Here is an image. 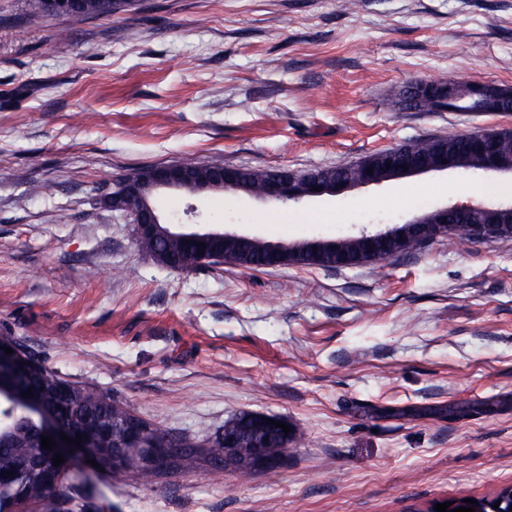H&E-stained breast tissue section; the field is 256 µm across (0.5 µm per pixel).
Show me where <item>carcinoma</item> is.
<instances>
[{
    "instance_id": "obj_1",
    "label": "carcinoma",
    "mask_w": 512,
    "mask_h": 512,
    "mask_svg": "<svg viewBox=\"0 0 512 512\" xmlns=\"http://www.w3.org/2000/svg\"><path fill=\"white\" fill-rule=\"evenodd\" d=\"M135 5L136 0H76L73 10L62 14L51 11L46 0H26L25 11L16 20V25L24 27L62 15L74 19L103 18ZM414 109L420 112L470 111L464 102L453 103L441 97L426 98ZM322 173L328 180L347 182H355L361 175L355 163L324 168ZM135 241L138 250L166 267L182 271L202 267L197 254L190 251L166 224L159 225L154 238L137 237ZM266 249V242L256 240L249 255L242 257L238 254L236 240L229 239L223 253L230 263L257 269L261 267ZM18 348L16 360L0 362V473L8 474V481L0 484V512H23L29 503L37 504L39 512H84L83 498L75 494L76 485L61 483L54 487L51 466L31 465L43 455L41 432L38 418L24 414V411H32L36 406L47 409L60 406L64 409V420L69 424L97 428L98 433L90 442L88 452L98 456L108 467L111 466L108 448L112 447L113 440L122 437L126 423L135 413L128 404L112 396V392L74 384L34 358L23 344H18ZM28 390L31 395H24ZM224 426L237 429L246 443L257 436V432L250 429L245 413L228 420ZM185 442L186 447L174 465L177 472L193 471L202 461L198 451L202 441L187 437ZM295 443L297 438L293 432L285 441L270 436L266 441V452L277 457ZM143 452L144 449L135 443L126 444L130 475L147 488L153 484L155 474L142 467Z\"/></svg>"
}]
</instances>
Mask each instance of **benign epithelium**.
<instances>
[{
  "label": "benign epithelium",
  "instance_id": "1",
  "mask_svg": "<svg viewBox=\"0 0 512 512\" xmlns=\"http://www.w3.org/2000/svg\"><path fill=\"white\" fill-rule=\"evenodd\" d=\"M441 93L448 95V99L459 97H472L485 101L488 96L486 88L464 87L456 82H447L442 85ZM505 135L500 130L481 131L476 134H464L436 140L433 152L441 157V161L435 162L430 157L415 154L407 146H398L381 152L382 164L390 165V168L403 173L408 177H421L430 174L457 172V166L452 158L457 143L463 141L468 144L472 154L481 159L482 169L480 174L488 176H506L512 178V164L498 159L485 158L486 143L497 137ZM244 172L242 168L224 167L222 165L202 163L195 170L188 172L179 164L156 165L150 168V176L146 181L138 178L126 180L112 188V193L106 199L112 206V210L121 211L135 226L136 235L140 237L150 236L154 229L161 223L148 201V197L159 190L176 189L184 181H192L196 184L194 192H208L215 183L233 182ZM303 180L308 188V198H319L326 194H342L351 190L347 184L338 181L336 186L329 188L323 182L322 176L315 170H311L299 177L296 173L285 169L275 171L268 177L262 188L250 193V196L263 201L286 202L290 199L288 188L297 180ZM488 211L485 206H461L446 205L435 208L433 212L435 228L428 230L419 225V217L413 216L404 221L402 233L413 232L415 237L424 242L454 235L460 240L488 239L496 236L505 228L503 224H496L481 218V214ZM187 238L195 249L202 250L200 256L210 259L215 257L211 244L217 240L216 231H188ZM401 244V236L386 232L363 233L356 237L355 248L358 254L351 257L339 251L311 252L303 256L297 264L333 267H352L363 263L391 258L396 255ZM41 420L42 436L54 439L57 446L47 451L51 457L62 453L65 457L64 464L60 465L52 475L54 482H59L66 477L77 460H85L82 448L69 445L59 437L63 433L71 439H76L77 430L67 426L55 409L43 410L39 413ZM184 441L176 434L163 439V447L155 448L146 457L147 464L152 471L159 473L169 467L172 449L183 447ZM237 447L236 439L231 434H224V465H229L237 460L243 464L246 472L271 470L278 467L284 457L270 458L265 455L262 445H255L253 453L244 458L234 452ZM500 507L493 508V505ZM475 512H512V487L507 491L498 492L489 502L483 504Z\"/></svg>",
  "mask_w": 512,
  "mask_h": 512
}]
</instances>
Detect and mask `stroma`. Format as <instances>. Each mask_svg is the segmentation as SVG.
<instances>
[{"mask_svg": "<svg viewBox=\"0 0 512 512\" xmlns=\"http://www.w3.org/2000/svg\"><path fill=\"white\" fill-rule=\"evenodd\" d=\"M24 5L0 0V336L181 435L260 412L299 436L279 467L216 479L146 488L75 466L87 512H415L512 486V234L354 267L182 272L102 201L187 159L304 172L512 130V112L394 98L418 80L512 87V0H140L20 28ZM479 188L512 198L508 179L434 174L298 203L165 190L152 204L172 227L294 247Z\"/></svg>", "mask_w": 512, "mask_h": 512, "instance_id": "35a3bbf8", "label": "stroma"}]
</instances>
